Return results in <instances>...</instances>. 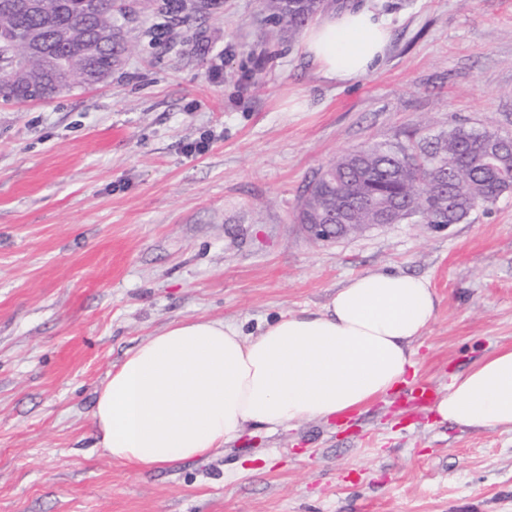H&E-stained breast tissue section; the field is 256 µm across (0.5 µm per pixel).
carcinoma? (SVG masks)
<instances>
[{
  "label": "carcinoma",
  "mask_w": 512,
  "mask_h": 512,
  "mask_svg": "<svg viewBox=\"0 0 512 512\" xmlns=\"http://www.w3.org/2000/svg\"><path fill=\"white\" fill-rule=\"evenodd\" d=\"M272 25L271 37L302 32L323 10V0H260ZM114 0H0V98L24 102L50 99L73 87L99 82L112 72L121 52L116 40ZM66 35L68 57L32 56L36 36ZM512 191V152L497 136L460 125L417 142H377L347 152L322 168L309 185L297 214L316 224L343 199L355 203L350 224L394 223L415 216L419 224H460L481 207Z\"/></svg>",
  "instance_id": "carcinoma-1"
}]
</instances>
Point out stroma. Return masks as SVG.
Instances as JSON below:
<instances>
[{"instance_id":"1","label":"stroma","mask_w":512,"mask_h":512,"mask_svg":"<svg viewBox=\"0 0 512 512\" xmlns=\"http://www.w3.org/2000/svg\"><path fill=\"white\" fill-rule=\"evenodd\" d=\"M124 4L104 82L0 99V512H512V431L440 421L402 390L141 472L95 448L92 417L113 364L170 322L255 335L367 271L439 296L413 356L436 396L512 345V191L444 231L320 243L296 220L353 149L512 134V0H328L392 29L347 85L301 36L270 41L257 0Z\"/></svg>"}]
</instances>
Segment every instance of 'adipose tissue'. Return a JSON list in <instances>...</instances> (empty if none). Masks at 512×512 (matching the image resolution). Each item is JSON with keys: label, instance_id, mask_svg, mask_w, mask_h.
Returning <instances> with one entry per match:
<instances>
[{"label": "adipose tissue", "instance_id": "adipose-tissue-1", "mask_svg": "<svg viewBox=\"0 0 512 512\" xmlns=\"http://www.w3.org/2000/svg\"><path fill=\"white\" fill-rule=\"evenodd\" d=\"M389 41L373 11L346 9L310 25L303 44L326 79L351 84L378 68ZM439 303L425 278L369 271L320 310L279 316L255 336L221 320L171 322L108 373L93 409L96 445L143 471L208 457L249 427L362 409L405 383ZM434 412L512 430V347L454 375Z\"/></svg>", "mask_w": 512, "mask_h": 512}]
</instances>
